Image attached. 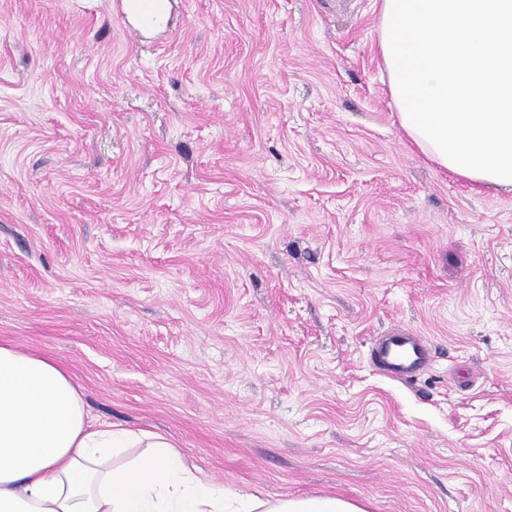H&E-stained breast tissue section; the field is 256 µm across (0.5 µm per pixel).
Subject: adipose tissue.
<instances>
[{
    "instance_id": "adipose-tissue-1",
    "label": "adipose tissue",
    "mask_w": 512,
    "mask_h": 512,
    "mask_svg": "<svg viewBox=\"0 0 512 512\" xmlns=\"http://www.w3.org/2000/svg\"><path fill=\"white\" fill-rule=\"evenodd\" d=\"M376 46L407 138L438 167L512 190V0H378ZM138 454L127 461V449ZM0 512H366L336 496L212 482L164 435L90 424L54 360L0 345Z\"/></svg>"
}]
</instances>
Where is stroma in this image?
<instances>
[{
  "instance_id": "35a3bbf8",
  "label": "stroma",
  "mask_w": 512,
  "mask_h": 512,
  "mask_svg": "<svg viewBox=\"0 0 512 512\" xmlns=\"http://www.w3.org/2000/svg\"><path fill=\"white\" fill-rule=\"evenodd\" d=\"M377 10L0 0V342L228 489L512 512V192L407 143ZM121 13L141 24H147L156 15H167L172 9L170 0H120ZM374 357L387 377L405 383L432 360L430 342L425 336H409L403 332L381 339Z\"/></svg>"
}]
</instances>
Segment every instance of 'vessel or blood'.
<instances>
[{
    "mask_svg": "<svg viewBox=\"0 0 512 512\" xmlns=\"http://www.w3.org/2000/svg\"><path fill=\"white\" fill-rule=\"evenodd\" d=\"M120 9L123 15L145 24L156 15L168 14L172 3L171 0H120ZM374 357L387 377L405 383L432 360L426 337L402 332L381 339L375 347Z\"/></svg>",
    "mask_w": 512,
    "mask_h": 512,
    "instance_id": "vessel-or-blood-1",
    "label": "vessel or blood"
}]
</instances>
